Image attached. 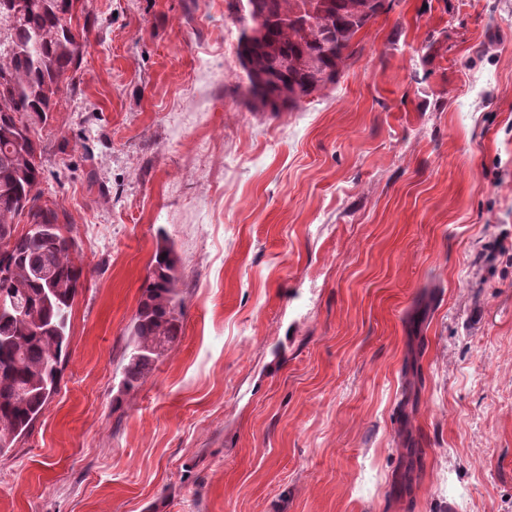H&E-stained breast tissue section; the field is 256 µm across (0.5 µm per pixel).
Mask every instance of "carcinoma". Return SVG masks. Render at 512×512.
Returning a JSON list of instances; mask_svg holds the SVG:
<instances>
[{"instance_id": "1", "label": "carcinoma", "mask_w": 512, "mask_h": 512, "mask_svg": "<svg viewBox=\"0 0 512 512\" xmlns=\"http://www.w3.org/2000/svg\"><path fill=\"white\" fill-rule=\"evenodd\" d=\"M80 2L0 3V19L21 12L0 41V456L57 390L82 286L74 239L62 233L53 209L38 204L43 148L35 139L82 58ZM229 8L237 14L251 102L271 112L336 83L356 53L357 34L382 13L379 0H229ZM20 216L27 218L23 232ZM176 265L170 245L157 249L129 329L122 393L138 387L180 336Z\"/></svg>"}]
</instances>
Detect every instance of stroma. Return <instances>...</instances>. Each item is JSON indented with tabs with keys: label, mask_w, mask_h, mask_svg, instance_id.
Listing matches in <instances>:
<instances>
[{
	"label": "stroma",
	"mask_w": 512,
	"mask_h": 512,
	"mask_svg": "<svg viewBox=\"0 0 512 512\" xmlns=\"http://www.w3.org/2000/svg\"><path fill=\"white\" fill-rule=\"evenodd\" d=\"M38 135L84 268L0 512H512V0H395L247 101L228 0H82ZM182 332L120 392L161 242Z\"/></svg>",
	"instance_id": "stroma-1"
}]
</instances>
